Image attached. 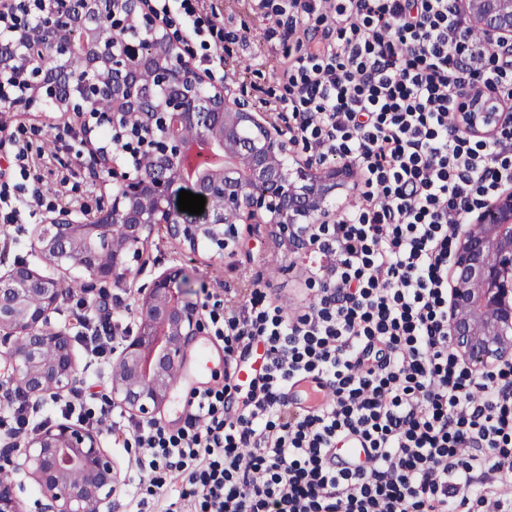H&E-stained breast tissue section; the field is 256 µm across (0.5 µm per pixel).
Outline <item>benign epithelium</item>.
<instances>
[{"label":"benign epithelium","instance_id":"1","mask_svg":"<svg viewBox=\"0 0 512 512\" xmlns=\"http://www.w3.org/2000/svg\"><path fill=\"white\" fill-rule=\"evenodd\" d=\"M471 29L512 49V0H460ZM0 102L21 114L53 104L112 178V194L73 212L49 210L31 247L58 267L119 286L152 235L163 230L191 252H233L240 226L263 224L304 258L328 221L349 164L312 169L295 160L283 131L257 120L239 96L207 80L182 56L186 45L151 0H0ZM147 39V48L117 34ZM81 57L82 69L70 67ZM455 123L492 137L512 107L478 87L461 92ZM100 100L104 106H93ZM206 198L204 212L178 208L179 192ZM448 336L476 370L512 360V189L457 236L449 269ZM189 276L172 267L140 289L137 331L111 362L112 403L152 420L180 377L193 337L208 329ZM58 280L26 262L0 272V336L17 338L10 379L30 396L71 389L70 337L50 326ZM39 488V512H111L118 470L100 436L82 424L41 427L4 459ZM0 512H26L11 478L0 479Z\"/></svg>","mask_w":512,"mask_h":512}]
</instances>
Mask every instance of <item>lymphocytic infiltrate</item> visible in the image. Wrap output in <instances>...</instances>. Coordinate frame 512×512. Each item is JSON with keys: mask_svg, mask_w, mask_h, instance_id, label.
I'll return each instance as SVG.
<instances>
[{"mask_svg": "<svg viewBox=\"0 0 512 512\" xmlns=\"http://www.w3.org/2000/svg\"><path fill=\"white\" fill-rule=\"evenodd\" d=\"M316 10L319 33L304 25ZM278 14L303 51L268 107L313 156L358 169L359 202L317 239L323 287L307 312L288 317L256 289L210 309L225 368L257 342L265 363L238 412L228 380L193 390L177 431L126 425L134 512H512V367L473 374L448 339L454 233L512 186V127L481 139L450 120L466 85L512 100V53L474 37L458 0H283ZM28 165L18 146L0 168L2 223L43 204L42 188L1 182ZM73 315L92 359L109 360L111 319L84 299ZM305 378L323 385L311 407L289 395ZM43 407L14 389L0 425L35 431ZM350 441L365 458L337 469Z\"/></svg>", "mask_w": 512, "mask_h": 512, "instance_id": "obj_1", "label": "lymphocytic infiltrate"}]
</instances>
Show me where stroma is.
Here are the masks:
<instances>
[{
	"label": "stroma",
	"instance_id": "35a3bbf8",
	"mask_svg": "<svg viewBox=\"0 0 512 512\" xmlns=\"http://www.w3.org/2000/svg\"><path fill=\"white\" fill-rule=\"evenodd\" d=\"M280 0H269L267 8H257L254 0H213L215 14H208L201 0H181L170 11L178 25H185L187 18L198 19L200 34L189 35L194 50L193 66L236 91H244L259 119L268 120L258 102L265 91L281 92V66L287 60L294 44L277 29L275 5ZM58 114H49L38 134H28L33 121L25 116L12 115L6 104L0 103V151L8 152L15 144H27L32 165L42 178V184L51 191L50 203L70 210L82 209L93 196L98 195L108 181L107 172L90 173V156L81 153V143L74 135L63 143L53 141ZM44 212L22 217L8 228L10 239L0 241V270L14 263H29L41 274L55 279L66 278L71 296L61 301L51 315L55 328L71 329V308L77 297L103 298L105 314H113L117 304L134 305L139 288L150 283L165 269L180 266L186 269L198 298L206 295H223L232 291L244 296L246 289L263 291L268 301L280 303L288 312L304 309L313 297L306 279L310 268L316 267L317 255L296 260L288 256L264 226L242 230L240 243L232 257L221 262L210 261L207 255H195L185 250L165 232H156L144 250L141 260L135 263L127 283L120 288L92 281L86 273L56 267L41 259L30 248L31 233L36 224L42 223ZM103 446L117 462L122 480L112 499V512H126L128 503L136 492L130 482L131 456L121 438L102 433Z\"/></svg>",
	"mask_w": 512,
	"mask_h": 512
}]
</instances>
